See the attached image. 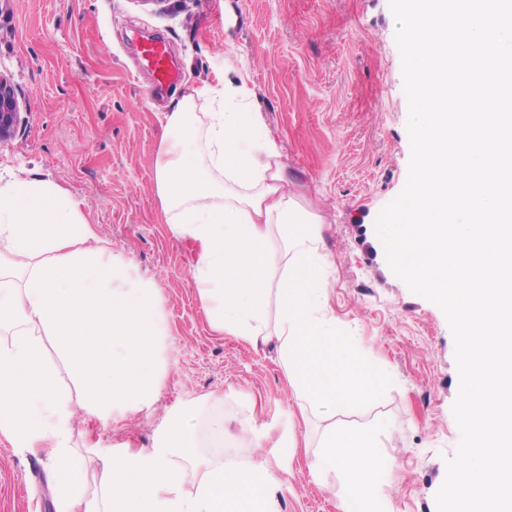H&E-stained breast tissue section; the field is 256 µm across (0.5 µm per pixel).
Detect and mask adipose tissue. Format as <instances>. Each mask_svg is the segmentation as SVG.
Listing matches in <instances>:
<instances>
[{
	"instance_id": "ef3b65f1",
	"label": "adipose tissue",
	"mask_w": 512,
	"mask_h": 512,
	"mask_svg": "<svg viewBox=\"0 0 512 512\" xmlns=\"http://www.w3.org/2000/svg\"><path fill=\"white\" fill-rule=\"evenodd\" d=\"M249 81L243 73L194 89L209 103L204 117L190 116L185 98L168 112L155 162L165 220L192 247V280L212 333L255 348L277 343L298 408L374 398L384 372L325 326L323 217L288 181ZM275 234L285 273L273 285L266 246ZM98 241L79 203L52 184L0 181V434L55 464L57 512H274L273 476L261 458L244 468L202 462L187 490L176 422L162 446L99 453L97 492L72 495L84 479L69 451L73 421L150 407L163 368L159 289L150 281L126 286L127 262ZM271 290L279 317L270 328ZM47 336L76 389L46 364ZM318 446L310 467L339 473L341 512H385L380 488L393 463L380 451L378 427L334 421Z\"/></svg>"
}]
</instances>
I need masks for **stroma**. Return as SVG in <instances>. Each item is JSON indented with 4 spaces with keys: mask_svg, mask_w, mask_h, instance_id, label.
Masks as SVG:
<instances>
[{
    "mask_svg": "<svg viewBox=\"0 0 512 512\" xmlns=\"http://www.w3.org/2000/svg\"><path fill=\"white\" fill-rule=\"evenodd\" d=\"M396 29L389 0H0V73L26 110L0 144V177L48 181L78 201L101 246L163 296L160 396L133 418L75 421L70 445L87 470L94 450L165 441L169 413L185 409L187 454L210 457L202 438L222 416L223 461L248 464L254 450L239 435L261 436L277 512H341L338 474L308 468L323 420L300 419L275 346L212 334L154 191L166 113L229 61L246 66L288 179L325 219L328 327L387 375L376 400L337 405L335 417L381 423L394 463L386 512H437L461 438L454 338L443 311L393 273L376 231L411 157ZM140 31L162 33L181 65V83L158 101L138 65ZM56 485L44 456L0 435V512H56Z\"/></svg>",
    "mask_w": 512,
    "mask_h": 512,
    "instance_id": "1",
    "label": "stroma"
}]
</instances>
